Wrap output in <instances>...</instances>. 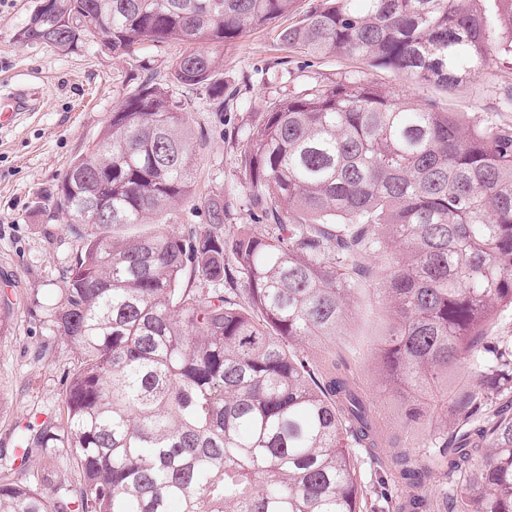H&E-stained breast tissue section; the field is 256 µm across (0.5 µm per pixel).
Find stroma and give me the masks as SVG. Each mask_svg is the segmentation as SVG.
Returning a JSON list of instances; mask_svg holds the SVG:
<instances>
[{
	"label": "stroma",
	"instance_id": "stroma-1",
	"mask_svg": "<svg viewBox=\"0 0 512 512\" xmlns=\"http://www.w3.org/2000/svg\"><path fill=\"white\" fill-rule=\"evenodd\" d=\"M35 0H0V97L27 92V107L0 123V479L49 490L79 486L81 473L71 449L33 454L15 461L25 426L61 416L62 383L77 365L75 349L58 333L52 314L65 300V270L81 247L67 228L51 192L70 162L92 145L112 111L142 81H168L185 47L142 44L113 54L93 38L62 53L43 44L20 43L14 34L27 22ZM283 22L251 31L224 49L223 113L208 111L202 90L170 83L195 128L192 164L198 195L223 190L230 210L225 234L241 226L264 231L240 174L249 130L273 102L322 86L372 82L416 108L456 113L474 127L512 128V56L492 52L489 64L445 90L416 84L388 68L341 56H314L288 49L279 39ZM389 330L382 297L367 283L354 297L345 333L335 345H310L314 355L330 352L352 361L369 393L375 415L402 439L404 448L428 466L419 490L425 512H448L441 493L450 482L449 464L429 459L430 433L403 415L377 366V351ZM364 498L363 512H395L398 491L366 449H353Z\"/></svg>",
	"mask_w": 512,
	"mask_h": 512
}]
</instances>
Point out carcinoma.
I'll list each match as a JSON object with an SVG mask.
<instances>
[{"label":"carcinoma","mask_w":512,"mask_h":512,"mask_svg":"<svg viewBox=\"0 0 512 512\" xmlns=\"http://www.w3.org/2000/svg\"><path fill=\"white\" fill-rule=\"evenodd\" d=\"M486 0H325L284 45L355 57L446 90L489 63ZM512 53V0H492ZM297 0H38L21 43L99 36L125 54L188 47L171 81L224 111L221 50ZM189 113L147 81L71 162L56 196L82 240L53 322L78 354L64 421L29 425L23 456L63 443L79 486L0 482V512H362L352 448L380 432L347 363L293 347L342 335L361 259L388 253L380 353L403 400L449 412L461 473L448 512H512V347L486 335L512 307V130L415 110L371 83L274 103L241 159L270 222L224 235V193L196 197ZM194 199L209 226L170 233ZM129 224H154L125 235ZM243 278L245 305L224 285ZM473 369L448 399V375ZM403 497L422 472L396 454Z\"/></svg>","instance_id":"obj_1"}]
</instances>
